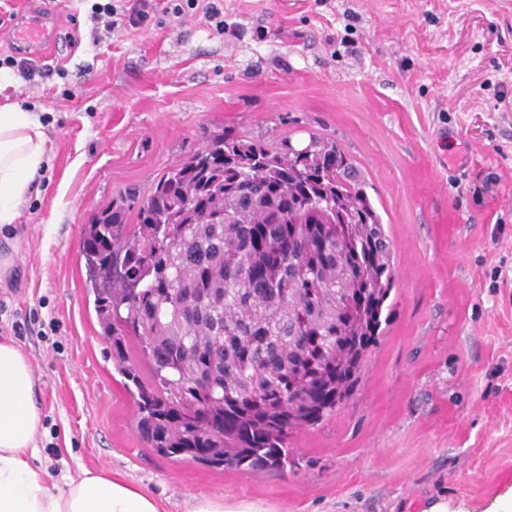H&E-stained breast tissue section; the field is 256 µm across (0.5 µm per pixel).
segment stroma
Returning a JSON list of instances; mask_svg holds the SVG:
<instances>
[{
	"instance_id": "1",
	"label": "stroma",
	"mask_w": 512,
	"mask_h": 512,
	"mask_svg": "<svg viewBox=\"0 0 512 512\" xmlns=\"http://www.w3.org/2000/svg\"><path fill=\"white\" fill-rule=\"evenodd\" d=\"M96 36L92 0H0V58L29 19L53 35L0 105L36 112L49 162L0 227V339L33 365L53 478L123 475L164 512L193 497L274 512H496L512 489V0H221L224 29L166 0ZM231 128L268 145L337 142L394 246L392 314L338 412L289 440L296 468L216 470L156 455L135 429L85 286L81 228ZM55 330L14 336L13 313Z\"/></svg>"
}]
</instances>
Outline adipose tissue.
Wrapping results in <instances>:
<instances>
[{"mask_svg":"<svg viewBox=\"0 0 512 512\" xmlns=\"http://www.w3.org/2000/svg\"><path fill=\"white\" fill-rule=\"evenodd\" d=\"M48 162L46 136L36 113L0 107V224L19 205ZM43 413L34 393L31 362L13 341H0V512H163L158 500L120 475L82 471L51 483L36 468V436Z\"/></svg>","mask_w":512,"mask_h":512,"instance_id":"ef3b65f1","label":"adipose tissue"}]
</instances>
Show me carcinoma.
Segmentation results:
<instances>
[{"label": "carcinoma", "instance_id": "1", "mask_svg": "<svg viewBox=\"0 0 512 512\" xmlns=\"http://www.w3.org/2000/svg\"><path fill=\"white\" fill-rule=\"evenodd\" d=\"M85 284L136 430L163 457L283 470L355 393L394 283L351 159L222 131L82 231Z\"/></svg>", "mask_w": 512, "mask_h": 512}]
</instances>
